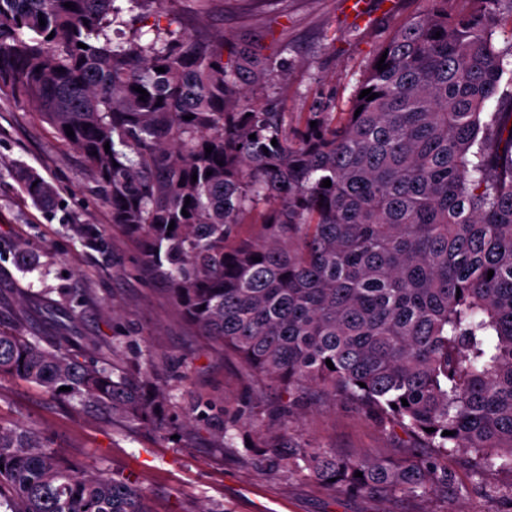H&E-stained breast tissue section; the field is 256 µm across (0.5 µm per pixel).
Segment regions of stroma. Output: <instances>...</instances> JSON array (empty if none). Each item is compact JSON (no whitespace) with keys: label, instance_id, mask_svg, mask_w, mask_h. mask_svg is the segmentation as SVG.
Listing matches in <instances>:
<instances>
[{"label":"stroma","instance_id":"1","mask_svg":"<svg viewBox=\"0 0 512 512\" xmlns=\"http://www.w3.org/2000/svg\"><path fill=\"white\" fill-rule=\"evenodd\" d=\"M168 0L142 24L288 48L282 107L306 114L325 100L337 110L393 28L422 12L425 0ZM24 167L55 190L36 206L16 177ZM0 302L40 336L71 335L109 345L115 363L139 360L170 396L172 424L154 433L49 397L39 385L0 376V424L50 437L80 467L136 478L154 512H498L512 476L452 505L350 496L309 472L273 465L250 449L260 434L293 438L355 460L392 459L402 442L354 404L305 400L288 422L272 416L278 392L260 391L240 360L217 351L140 264L136 240L112 222L80 154L32 106L0 94Z\"/></svg>","mask_w":512,"mask_h":512}]
</instances>
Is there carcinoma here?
Masks as SVG:
<instances>
[{
  "mask_svg": "<svg viewBox=\"0 0 512 512\" xmlns=\"http://www.w3.org/2000/svg\"><path fill=\"white\" fill-rule=\"evenodd\" d=\"M502 1L512 24V0L454 18L448 0H426L348 111L293 117L269 94L286 46L267 55L158 26L115 44L120 0H0V92L79 151L188 321L287 397L282 417L315 388L403 435L394 459L286 432L257 444L290 449L288 467L333 491L457 502L512 475V111L484 112L497 95L512 104L503 18L488 8ZM369 88L378 97L359 98ZM19 177L51 201L38 176ZM3 374L140 428L169 424L148 368L87 361L18 320L0 328ZM0 464V512H150L132 476L75 466L40 432L0 425Z\"/></svg>",
  "mask_w": 512,
  "mask_h": 512,
  "instance_id": "obj_1",
  "label": "carcinoma"
}]
</instances>
